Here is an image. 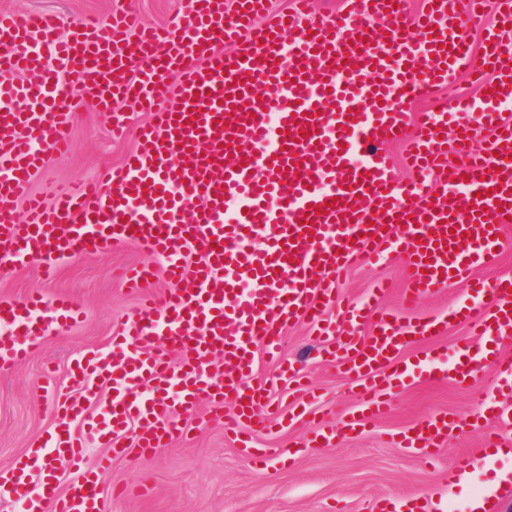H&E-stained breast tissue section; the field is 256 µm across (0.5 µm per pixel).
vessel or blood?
Instances as JSON below:
<instances>
[{"label": "vessel or blood", "mask_w": 512, "mask_h": 512, "mask_svg": "<svg viewBox=\"0 0 512 512\" xmlns=\"http://www.w3.org/2000/svg\"><path fill=\"white\" fill-rule=\"evenodd\" d=\"M483 11L484 0H422L410 17L404 0H344L341 12L316 18L309 0L280 12L269 0H194L164 27L119 11L78 21L65 39L52 16L0 12V267L34 264L50 280L61 259L125 243L154 260L123 270L136 310L119 335L71 361L77 393L53 400L52 433L0 471L1 500L23 501L25 512H104L98 474L127 455L122 435L139 426L136 452L151 455L187 435L202 399L212 406L209 422L225 430L266 429L273 402L255 378V351L276 356L284 330L301 320L314 340L343 351L340 367L357 390L356 413L339 424L320 418L322 448L373 426L388 391L420 373L400 358L410 341L467 325L483 347H458L447 378L480 374L512 339V277H473L502 249L501 227L512 222V119L500 111L512 103V0H500L477 57L468 33ZM259 15L264 25H255ZM461 69L475 76L480 97L437 104L407 133L408 106ZM29 72L38 82L22 81ZM71 81L112 110L115 129L125 121L118 102L152 120L100 184L74 185L47 206L30 187L70 148L78 109ZM478 126L490 138L474 152ZM400 140L417 173L407 185L385 151ZM452 141L464 155L449 156ZM391 253L406 261L403 307L455 279L472 286L448 312L407 329L381 308L384 286L364 303L340 302L345 271ZM159 272L171 287L157 297L149 286ZM330 308L336 318H326ZM82 316L67 294L1 297L0 324L11 333L0 336V372ZM276 380L292 386L296 404L314 401L292 364H281ZM480 408L482 420L438 413L396 443L430 456L449 431L466 429L484 447H501L512 407L484 399ZM92 438L107 452L89 465ZM50 455L78 469L65 494L49 473L38 491L29 488Z\"/></svg>", "instance_id": "b4317fda"}]
</instances>
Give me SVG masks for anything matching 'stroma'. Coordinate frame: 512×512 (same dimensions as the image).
Wrapping results in <instances>:
<instances>
[{
	"mask_svg": "<svg viewBox=\"0 0 512 512\" xmlns=\"http://www.w3.org/2000/svg\"><path fill=\"white\" fill-rule=\"evenodd\" d=\"M190 7L189 0H0V11L58 17L64 36L72 22L115 9H136L146 23L164 26ZM116 110L125 114L130 127L122 137L112 134L113 111L82 99L71 130L72 150L51 161L44 180L91 183L101 168L120 165L136 145L133 127L147 122L149 115L123 103ZM146 259L142 249L124 244L64 262L49 283L33 267L0 270V297L19 299L37 288L51 296L64 292L86 312L82 323L47 335L30 360L0 373V468H9L31 442L51 432L47 386L68 392L71 360L118 332L136 299L117 273ZM380 278L392 282L385 306L404 324L452 308L464 292L463 284L452 283L425 294L416 309L402 310L399 291L405 285V267L402 258L393 256L355 268L339 293L343 299L361 301ZM283 351L286 360L306 373L317 399L295 418L287 403L288 389L276 386L280 416L270 431L255 439L262 447L281 449L279 458H253L222 425L205 426L151 458L113 460L101 478L108 492L105 512H374L380 504L413 497L429 508L445 505L452 512H469L475 492L484 487L493 491L485 500L486 512H512L511 430L504 433L506 446L491 452L487 465L480 467L471 464L482 453L479 436L467 430L450 435L429 460L394 445L398 433L440 412L480 417L478 400L494 380L493 368L461 384L438 373L417 378L387 395L388 414L374 427L349 434L332 448H307L303 441L316 431L319 417L327 414L339 422L355 409L354 392L337 364L318 354L303 323L288 327ZM452 471L457 479H449ZM142 481L149 486L147 494H121V487Z\"/></svg>",
	"mask_w": 512,
	"mask_h": 512,
	"instance_id": "obj_1",
	"label": "stroma"
}]
</instances>
